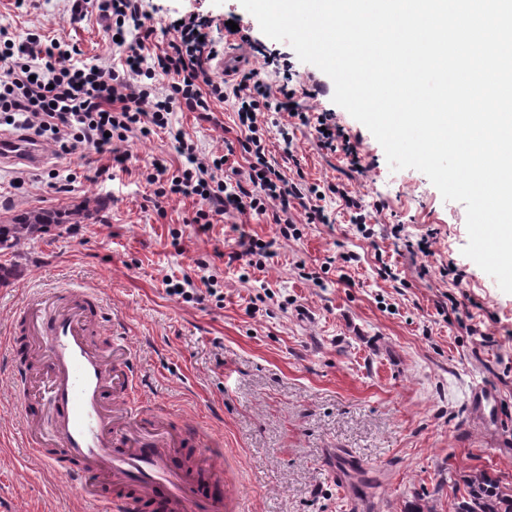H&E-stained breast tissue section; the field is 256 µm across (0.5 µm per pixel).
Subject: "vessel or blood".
<instances>
[{
	"label": "vessel or blood",
	"mask_w": 512,
	"mask_h": 512,
	"mask_svg": "<svg viewBox=\"0 0 512 512\" xmlns=\"http://www.w3.org/2000/svg\"><path fill=\"white\" fill-rule=\"evenodd\" d=\"M46 160L36 138L0 131L1 165ZM97 336L109 337L107 349L94 344ZM8 347L13 393L24 404L23 445L65 476L89 512H236L200 429L133 417L134 354L96 291H33L12 319ZM497 406L495 392L472 391L476 419L492 420Z\"/></svg>",
	"instance_id": "vessel-or-blood-1"
}]
</instances>
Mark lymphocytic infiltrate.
I'll return each mask as SVG.
<instances>
[{"mask_svg": "<svg viewBox=\"0 0 512 512\" xmlns=\"http://www.w3.org/2000/svg\"><path fill=\"white\" fill-rule=\"evenodd\" d=\"M96 7L116 37L114 61L106 66H74L76 46L38 33L21 39L0 28V125L12 122L51 134L65 150L86 144L120 162L124 156L119 146L130 134L147 136L153 129L171 128L177 109L206 115L213 103L230 100L236 108L237 131L235 140L225 141L224 155L210 161L199 158L183 133H175V150L185 162L174 175L154 163L146 180L154 185L155 198L197 197L200 206L193 221L203 231L214 216L234 210L271 218L287 238L296 228L295 209H303L307 223H326L323 202L333 194L356 231L370 236L372 213L361 198L341 184L322 190L303 175L287 176L267 147L269 129L262 116L284 112L295 125L315 129L319 148L343 151L350 171L363 173L358 145L347 139L331 113L302 111L295 90L272 86L255 70L231 82L214 79L209 63L218 50L204 35L205 23L196 18L166 24L168 40L158 47L149 43L153 30L145 25L149 14L144 0H98ZM159 75L171 80L167 94L156 92L154 80ZM237 154L244 166L232 164ZM226 168L230 176L221 177Z\"/></svg>", "mask_w": 512, "mask_h": 512, "instance_id": "1", "label": "lymphocytic infiltrate"}]
</instances>
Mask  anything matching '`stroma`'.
I'll use <instances>...</instances> for the list:
<instances>
[{
  "label": "stroma",
  "instance_id": "1",
  "mask_svg": "<svg viewBox=\"0 0 512 512\" xmlns=\"http://www.w3.org/2000/svg\"><path fill=\"white\" fill-rule=\"evenodd\" d=\"M154 2L153 45H164L165 24L184 15L223 44L224 21L236 17L247 38L238 48L244 70L289 84L304 110L335 114L360 144L364 173H349L341 154L321 150L304 127L294 131L291 155L306 182L342 183L364 202H381L375 235L361 237L333 198L324 203L330 223L309 224L294 211L296 238L235 212L200 232L195 199L155 203L143 176L155 161L172 174L181 168L172 131L132 135L121 146L125 169L108 176L92 147L62 154L47 135L45 165L0 167V223L34 210H84L76 230L53 226L0 249V265L13 271L0 285V512H84L67 481L23 448L21 407L10 394L12 315L29 289L62 287L101 293L135 354L141 415L172 412L220 445L215 464L244 512H456L473 470L512 495V294L463 255L464 205L444 201L418 170H392L372 133L331 93L311 95L328 76L265 36L240 0ZM72 6L0 0V26L76 45V63H109L105 20H75ZM235 119L230 103L217 102L208 120L176 112L172 130L213 158L223 155ZM54 172L71 176L67 191L53 187ZM397 224L404 239L391 233ZM243 233L275 240L263 269L229 262ZM424 237L429 255L412 254L408 242ZM347 251L360 260L344 274L329 272L322 288L307 280ZM385 263L392 278L379 274ZM210 274L223 303L165 290L166 278L197 284ZM482 386L499 396L487 425L466 413L471 390Z\"/></svg>",
  "mask_w": 512,
  "mask_h": 512
}]
</instances>
